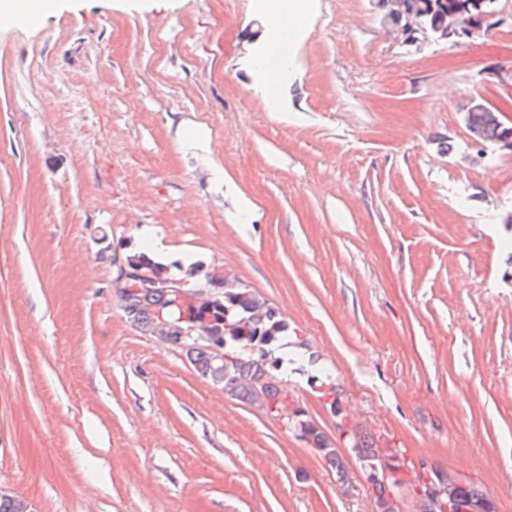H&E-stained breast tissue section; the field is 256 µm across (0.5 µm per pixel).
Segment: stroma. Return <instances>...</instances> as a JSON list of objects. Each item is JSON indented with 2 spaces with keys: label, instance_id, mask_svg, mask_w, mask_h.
I'll use <instances>...</instances> for the list:
<instances>
[{
  "label": "stroma",
  "instance_id": "35a3bbf8",
  "mask_svg": "<svg viewBox=\"0 0 512 512\" xmlns=\"http://www.w3.org/2000/svg\"><path fill=\"white\" fill-rule=\"evenodd\" d=\"M309 3L276 93L260 0H58L0 27V486L36 512H375L341 420L512 512V151L463 113L512 99V0L474 43ZM134 252L279 309L277 376L345 481L131 325ZM491 108L496 109L498 111L497 113L499 116H495L494 112H489V111H491ZM504 112H505L504 108L499 107V106L491 107L487 103H485V101L483 99L470 98V100L468 101L467 107H466V112L464 113L467 128L471 132L477 133L478 129L475 125V121L478 119V117L484 116V117L489 118V114H491V115L495 116L497 121H500L501 116L503 118L505 117Z\"/></svg>",
  "mask_w": 512,
  "mask_h": 512
}]
</instances>
